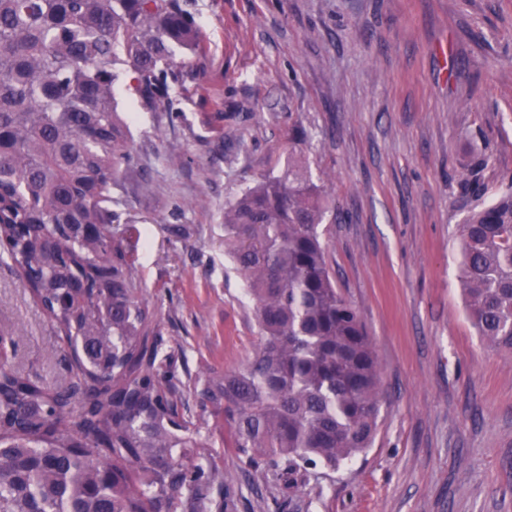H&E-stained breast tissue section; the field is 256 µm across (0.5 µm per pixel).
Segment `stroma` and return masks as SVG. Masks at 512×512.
<instances>
[{
	"instance_id": "obj_1",
	"label": "stroma",
	"mask_w": 512,
	"mask_h": 512,
	"mask_svg": "<svg viewBox=\"0 0 512 512\" xmlns=\"http://www.w3.org/2000/svg\"><path fill=\"white\" fill-rule=\"evenodd\" d=\"M191 2L202 49L176 52L170 111L115 87L132 158L112 194L148 240L155 331L186 361L241 512H512V354L476 333L457 267L460 224L512 187V0ZM292 162L320 190L328 262L383 393L364 454L284 487L241 461L202 390L260 340L224 209ZM0 328L19 336V369L67 380L48 315L1 263Z\"/></svg>"
}]
</instances>
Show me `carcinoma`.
<instances>
[{"label":"carcinoma","instance_id":"1","mask_svg":"<svg viewBox=\"0 0 512 512\" xmlns=\"http://www.w3.org/2000/svg\"><path fill=\"white\" fill-rule=\"evenodd\" d=\"M188 0H0V262L50 316L70 381L0 366V512H240L236 479L205 465L175 356L161 352L118 228L112 183L129 160L122 66L154 110L172 106L173 47L200 37ZM317 188L295 167L224 211V249L256 302L260 343L207 398L235 448L289 485L371 447L381 369L337 290ZM459 280L479 336L512 353V190L460 225Z\"/></svg>","mask_w":512,"mask_h":512}]
</instances>
